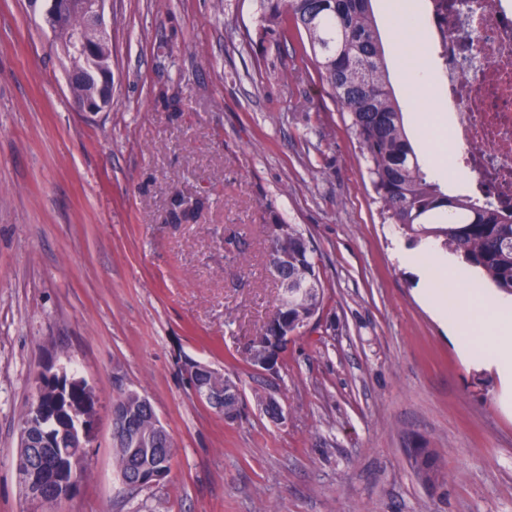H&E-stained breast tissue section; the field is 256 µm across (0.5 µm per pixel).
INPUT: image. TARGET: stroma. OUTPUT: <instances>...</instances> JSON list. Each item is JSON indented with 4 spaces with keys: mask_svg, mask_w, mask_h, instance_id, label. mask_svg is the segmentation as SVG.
Instances as JSON below:
<instances>
[{
    "mask_svg": "<svg viewBox=\"0 0 512 512\" xmlns=\"http://www.w3.org/2000/svg\"><path fill=\"white\" fill-rule=\"evenodd\" d=\"M373 8L409 108L395 2ZM259 15L256 0H106L112 104L89 118L41 16L0 0V512L37 510L15 458L49 363L98 404L88 473L47 512H512V392L422 304L347 113L298 32L274 47ZM276 219L310 238L325 297L265 376L246 347L277 311ZM189 359L238 384L234 423L197 399ZM122 388L178 447L135 492L113 464ZM415 442L443 460L440 487L416 476Z\"/></svg>",
    "mask_w": 512,
    "mask_h": 512,
    "instance_id": "1",
    "label": "stroma"
}]
</instances>
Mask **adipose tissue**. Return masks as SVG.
<instances>
[{
    "instance_id": "ef3b65f1",
    "label": "adipose tissue",
    "mask_w": 512,
    "mask_h": 512,
    "mask_svg": "<svg viewBox=\"0 0 512 512\" xmlns=\"http://www.w3.org/2000/svg\"><path fill=\"white\" fill-rule=\"evenodd\" d=\"M398 260L414 269L417 293L424 305L448 325L459 354L481 356L512 385V295L484 288L471 271L448 260L428 241L418 251L399 250Z\"/></svg>"
}]
</instances>
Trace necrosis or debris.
I'll return each instance as SVG.
<instances>
[{"label": "necrosis or debris", "instance_id": "1", "mask_svg": "<svg viewBox=\"0 0 512 512\" xmlns=\"http://www.w3.org/2000/svg\"><path fill=\"white\" fill-rule=\"evenodd\" d=\"M426 34L470 197L512 203V0H427Z\"/></svg>", "mask_w": 512, "mask_h": 512}]
</instances>
